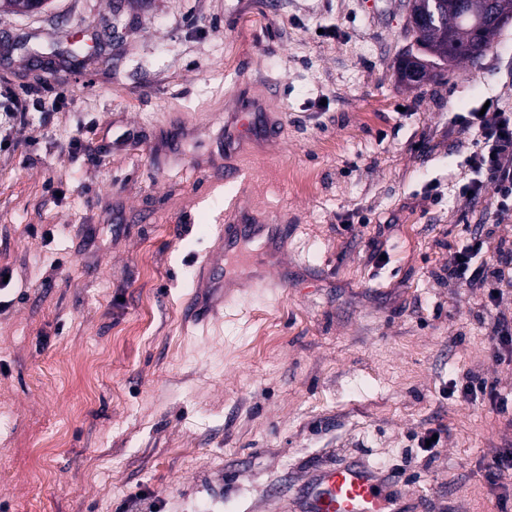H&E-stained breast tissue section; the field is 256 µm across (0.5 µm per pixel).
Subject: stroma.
Returning a JSON list of instances; mask_svg holds the SVG:
<instances>
[{
    "label": "stroma",
    "mask_w": 512,
    "mask_h": 512,
    "mask_svg": "<svg viewBox=\"0 0 512 512\" xmlns=\"http://www.w3.org/2000/svg\"><path fill=\"white\" fill-rule=\"evenodd\" d=\"M406 22L405 0L0 13V86L35 103L0 137V512H303L308 478L350 460L423 512H512L483 470L512 416L449 395L479 378L512 400V354L489 345L512 285L491 307L446 271L466 227L512 248L493 185L461 192L455 122L512 110V23L408 88ZM247 92L282 133L246 142L228 184L220 135ZM242 212L287 225L288 285L200 318L197 269Z\"/></svg>",
    "instance_id": "obj_1"
}]
</instances>
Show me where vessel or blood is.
Wrapping results in <instances>:
<instances>
[{
	"label": "vessel or blood",
	"mask_w": 512,
	"mask_h": 512,
	"mask_svg": "<svg viewBox=\"0 0 512 512\" xmlns=\"http://www.w3.org/2000/svg\"><path fill=\"white\" fill-rule=\"evenodd\" d=\"M280 121L271 113L266 99L246 98L241 111L232 113L224 126V148L233 150L250 137L269 139L280 135ZM264 241L269 251H277L288 243V227L284 224L221 225L211 256L202 262L198 284L206 293L202 316L217 312L230 294L231 278L215 279L213 267L240 253L250 242ZM246 282L250 288H273L283 285L280 277L267 275L260 258H252ZM385 475L366 463L353 461L321 471L313 482L306 512H402L400 499L388 492Z\"/></svg>",
	"instance_id": "vessel-or-blood-1"
}]
</instances>
